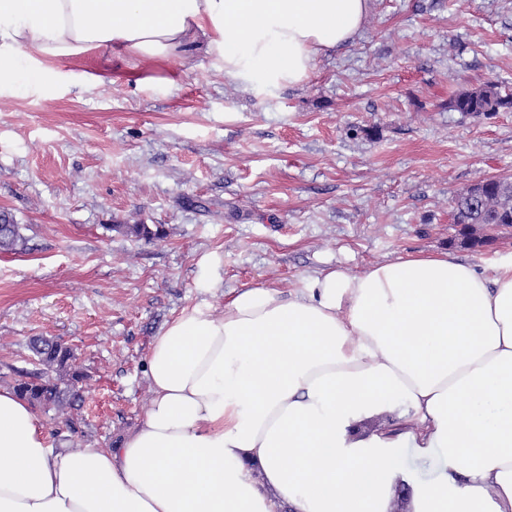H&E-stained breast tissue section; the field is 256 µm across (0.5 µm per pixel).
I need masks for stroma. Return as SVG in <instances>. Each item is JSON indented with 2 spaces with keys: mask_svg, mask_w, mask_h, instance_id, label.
I'll list each match as a JSON object with an SVG mask.
<instances>
[{
  "mask_svg": "<svg viewBox=\"0 0 512 512\" xmlns=\"http://www.w3.org/2000/svg\"><path fill=\"white\" fill-rule=\"evenodd\" d=\"M60 68L64 87L0 98V212L27 239L0 253V385L33 370L32 338L73 348L80 399L36 411L55 447L110 448L141 423L151 341L198 302L218 316L244 286L419 253L512 259V230L482 225L494 241L472 248L452 223L466 188L512 177V112L450 106L512 90V0H371L306 84L259 96L201 54L189 75L112 54ZM450 104L462 115L486 117L496 112L511 111L512 92H503L497 83H488L480 88L461 92Z\"/></svg>",
  "mask_w": 512,
  "mask_h": 512,
  "instance_id": "35a3bbf8",
  "label": "stroma"
}]
</instances>
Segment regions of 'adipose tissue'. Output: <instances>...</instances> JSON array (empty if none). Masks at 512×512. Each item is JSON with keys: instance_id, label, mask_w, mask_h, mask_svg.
Instances as JSON below:
<instances>
[{"instance_id": "ef3b65f1", "label": "adipose tissue", "mask_w": 512, "mask_h": 512, "mask_svg": "<svg viewBox=\"0 0 512 512\" xmlns=\"http://www.w3.org/2000/svg\"><path fill=\"white\" fill-rule=\"evenodd\" d=\"M369 0H0V95L58 64L209 56L253 94L299 86L363 29ZM152 399L115 447L52 445L0 386V512H390L400 451L440 453L411 512H512V262L440 252L303 288L240 289L153 338ZM389 423L364 432L382 412Z\"/></svg>"}]
</instances>
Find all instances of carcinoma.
Instances as JSON below:
<instances>
[{"mask_svg": "<svg viewBox=\"0 0 512 512\" xmlns=\"http://www.w3.org/2000/svg\"><path fill=\"white\" fill-rule=\"evenodd\" d=\"M451 107L464 116L480 118L512 109V92L501 90L496 83L464 91L452 101ZM486 190L473 196L471 190L459 194L453 201V221L456 224H507L512 226V178L485 179ZM115 228L139 238L153 239L159 233L146 224H117ZM26 238L21 225L6 214L0 215V251L12 252L24 248ZM33 349L43 369L21 377L15 388L34 406L58 407L64 389L75 386L81 374L73 369L72 351L44 337L33 341Z\"/></svg>", "mask_w": 512, "mask_h": 512, "instance_id": "1", "label": "carcinoma"}]
</instances>
